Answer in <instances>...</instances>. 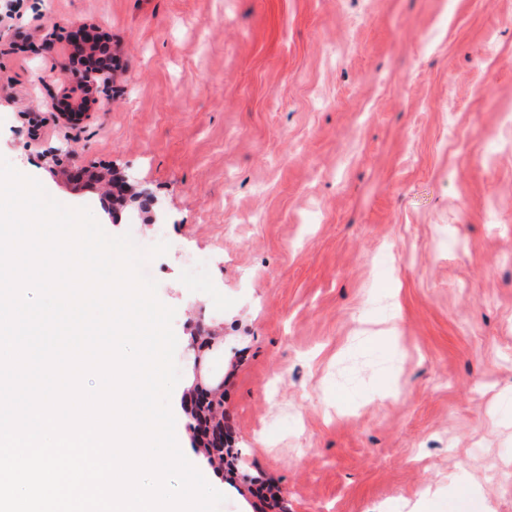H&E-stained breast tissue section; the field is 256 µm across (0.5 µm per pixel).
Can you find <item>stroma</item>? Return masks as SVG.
Returning <instances> with one entry per match:
<instances>
[{"label":"stroma","instance_id":"1","mask_svg":"<svg viewBox=\"0 0 512 512\" xmlns=\"http://www.w3.org/2000/svg\"><path fill=\"white\" fill-rule=\"evenodd\" d=\"M112 89L76 123L69 34ZM512 0H0V157L220 375L219 512H512ZM107 169L117 208L62 171ZM70 39L75 51L85 59L87 54L94 51L95 61L90 66L92 70H73L70 65L64 64L59 68V75L64 81L75 82L83 90V94L68 104V111L65 115L69 119H77L86 110L90 95L98 92L101 86L105 87L112 81L110 68L95 64L96 53L103 49L102 38L89 31L86 27H78L71 31Z\"/></svg>","mask_w":512,"mask_h":512}]
</instances>
